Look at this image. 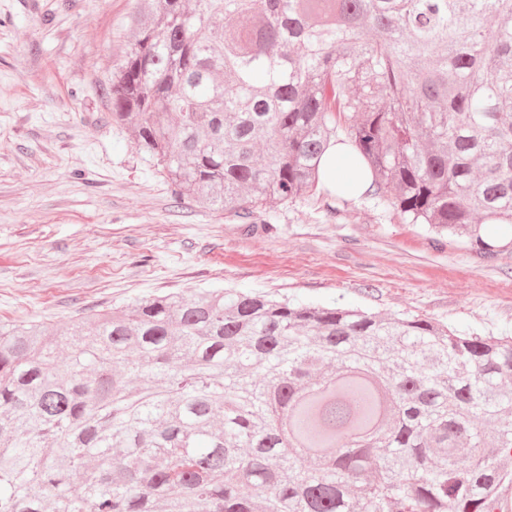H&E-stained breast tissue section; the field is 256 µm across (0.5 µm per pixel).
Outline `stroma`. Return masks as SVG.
Returning <instances> with one entry per match:
<instances>
[{
	"label": "stroma",
	"mask_w": 512,
	"mask_h": 512,
	"mask_svg": "<svg viewBox=\"0 0 512 512\" xmlns=\"http://www.w3.org/2000/svg\"><path fill=\"white\" fill-rule=\"evenodd\" d=\"M130 0H0V322L217 288L512 336V235L435 237L371 196L271 201L251 224L174 198L107 84Z\"/></svg>",
	"instance_id": "1"
}]
</instances>
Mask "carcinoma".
I'll use <instances>...</instances> for the list:
<instances>
[{"label":"carcinoma","instance_id":"carcinoma-1","mask_svg":"<svg viewBox=\"0 0 512 512\" xmlns=\"http://www.w3.org/2000/svg\"><path fill=\"white\" fill-rule=\"evenodd\" d=\"M112 121L264 223L332 141L402 220L512 222V0H132ZM512 337L237 291L0 324V512H494Z\"/></svg>","mask_w":512,"mask_h":512}]
</instances>
